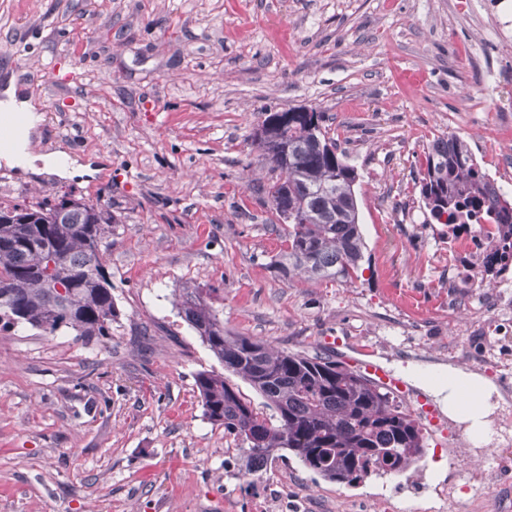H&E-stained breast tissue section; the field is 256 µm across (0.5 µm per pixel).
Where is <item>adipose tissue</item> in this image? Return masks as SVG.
I'll return each mask as SVG.
<instances>
[{"label":"adipose tissue","mask_w":512,"mask_h":512,"mask_svg":"<svg viewBox=\"0 0 512 512\" xmlns=\"http://www.w3.org/2000/svg\"><path fill=\"white\" fill-rule=\"evenodd\" d=\"M0 109L20 114L25 133L4 158L8 165L18 167L22 175L54 174L62 178L93 175L90 164L80 162L68 150L59 148L36 154L31 150V135L42 122L38 105L27 97L16 77L0 85ZM409 376L415 385L424 388L450 419L462 426L476 443L482 446L492 440L491 423L495 412L506 399L499 388L481 372L461 371L454 366L440 370L439 381H430L427 372L412 368Z\"/></svg>","instance_id":"ef3b65f1"}]
</instances>
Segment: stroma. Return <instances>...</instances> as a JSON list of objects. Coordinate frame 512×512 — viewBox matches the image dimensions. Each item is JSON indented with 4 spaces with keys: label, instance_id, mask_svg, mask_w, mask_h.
<instances>
[{
    "label": "stroma",
    "instance_id": "stroma-1",
    "mask_svg": "<svg viewBox=\"0 0 512 512\" xmlns=\"http://www.w3.org/2000/svg\"><path fill=\"white\" fill-rule=\"evenodd\" d=\"M496 0H0V73L41 111L44 145L87 181L0 162V202L81 198L102 244L110 336L0 328V512H512V409L475 458L435 444L402 475L347 486L293 455L245 474L195 384L221 364L177 314L197 288L225 331L339 363L370 348L480 370L512 402V269L468 286L476 229L426 223L414 178L434 138L466 140L512 199V30ZM326 112L355 167L366 270L278 277L285 247L253 144L266 113Z\"/></svg>",
    "mask_w": 512,
    "mask_h": 512
}]
</instances>
